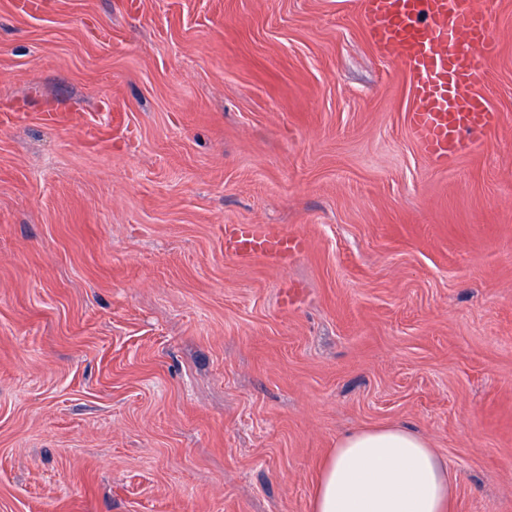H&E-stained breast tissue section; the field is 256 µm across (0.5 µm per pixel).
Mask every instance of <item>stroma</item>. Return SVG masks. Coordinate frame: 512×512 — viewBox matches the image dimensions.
<instances>
[{
    "label": "stroma",
    "mask_w": 512,
    "mask_h": 512,
    "mask_svg": "<svg viewBox=\"0 0 512 512\" xmlns=\"http://www.w3.org/2000/svg\"><path fill=\"white\" fill-rule=\"evenodd\" d=\"M0 0V512H311L352 431L512 512L500 126L445 169L360 0ZM228 224L299 238L235 260Z\"/></svg>",
    "instance_id": "stroma-1"
}]
</instances>
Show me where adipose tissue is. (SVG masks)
I'll use <instances>...</instances> for the list:
<instances>
[{
    "label": "adipose tissue",
    "mask_w": 512,
    "mask_h": 512,
    "mask_svg": "<svg viewBox=\"0 0 512 512\" xmlns=\"http://www.w3.org/2000/svg\"><path fill=\"white\" fill-rule=\"evenodd\" d=\"M447 463L409 429H363L337 441L314 486L312 512H452Z\"/></svg>",
    "instance_id": "adipose-tissue-1"
}]
</instances>
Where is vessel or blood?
Segmentation results:
<instances>
[{"mask_svg":"<svg viewBox=\"0 0 512 512\" xmlns=\"http://www.w3.org/2000/svg\"><path fill=\"white\" fill-rule=\"evenodd\" d=\"M380 52L409 75L415 106L410 128L431 162L448 166L497 127L476 86L494 46L485 10L474 0H361ZM299 240L259 224L225 228L224 251L235 259H283Z\"/></svg>","mask_w":512,"mask_h":512,"instance_id":"obj_1","label":"vessel or blood"}]
</instances>
